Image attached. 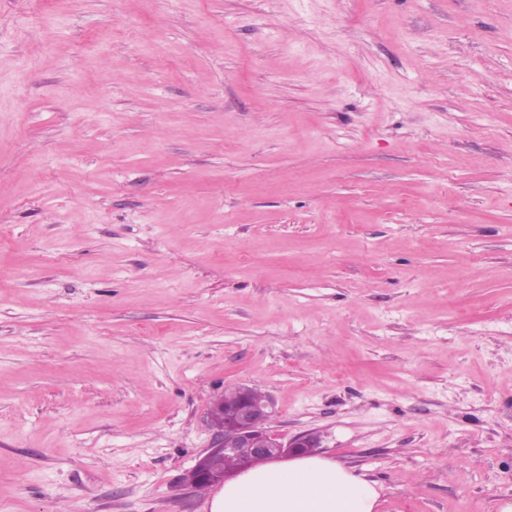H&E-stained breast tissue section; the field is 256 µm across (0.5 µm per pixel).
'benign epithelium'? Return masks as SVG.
Returning <instances> with one entry per match:
<instances>
[{"label":"benign epithelium","instance_id":"obj_1","mask_svg":"<svg viewBox=\"0 0 512 512\" xmlns=\"http://www.w3.org/2000/svg\"><path fill=\"white\" fill-rule=\"evenodd\" d=\"M210 410L226 412L225 428H213L209 448L198 458L195 466L184 478L186 486L195 489L205 482L211 487L221 486L233 476V472L218 467L226 456L239 461L238 469H245L254 459L282 460L304 455H315L321 448L319 437L313 433L296 436L284 443L268 427L273 416L270 397L257 400L252 388L240 387V397L224 405V397L216 398Z\"/></svg>","mask_w":512,"mask_h":512}]
</instances>
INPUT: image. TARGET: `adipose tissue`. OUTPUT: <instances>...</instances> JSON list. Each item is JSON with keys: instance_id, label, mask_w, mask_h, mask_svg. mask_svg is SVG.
Here are the masks:
<instances>
[{"instance_id": "obj_1", "label": "adipose tissue", "mask_w": 512, "mask_h": 512, "mask_svg": "<svg viewBox=\"0 0 512 512\" xmlns=\"http://www.w3.org/2000/svg\"><path fill=\"white\" fill-rule=\"evenodd\" d=\"M376 481L322 456L269 461L227 480L210 512H377Z\"/></svg>"}]
</instances>
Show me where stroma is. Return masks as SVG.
I'll list each match as a JSON object with an SVG mask.
<instances>
[{"mask_svg":"<svg viewBox=\"0 0 512 512\" xmlns=\"http://www.w3.org/2000/svg\"><path fill=\"white\" fill-rule=\"evenodd\" d=\"M241 384L512 498V0H0V512H208Z\"/></svg>","mask_w":512,"mask_h":512,"instance_id":"35a3bbf8","label":"stroma"}]
</instances>
